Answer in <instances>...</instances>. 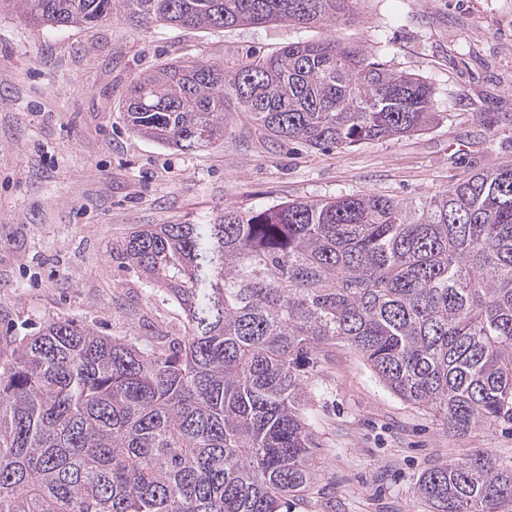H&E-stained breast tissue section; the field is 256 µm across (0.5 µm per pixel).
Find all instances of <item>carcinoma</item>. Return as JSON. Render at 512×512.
I'll return each mask as SVG.
<instances>
[{
	"mask_svg": "<svg viewBox=\"0 0 512 512\" xmlns=\"http://www.w3.org/2000/svg\"><path fill=\"white\" fill-rule=\"evenodd\" d=\"M53 28L116 14L188 29L350 22L354 0H0ZM134 132L167 148L268 136L343 149L425 131L433 89L359 45L297 42L232 69L175 61L137 76ZM124 263L183 315L140 348L69 320L0 339V512H289L316 479L304 415L322 348L360 353L445 430L512 425V164L419 199L292 201L215 224H143ZM428 512H512V464L437 461Z\"/></svg>",
	"mask_w": 512,
	"mask_h": 512,
	"instance_id": "obj_1",
	"label": "carcinoma"
}]
</instances>
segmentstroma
<instances>
[{"mask_svg":"<svg viewBox=\"0 0 512 512\" xmlns=\"http://www.w3.org/2000/svg\"><path fill=\"white\" fill-rule=\"evenodd\" d=\"M361 45L425 79L429 131L345 149L265 136L227 113L222 142L163 148L123 105L138 75L175 60L225 67L293 42ZM512 164V0H360L353 22L302 28H145L112 16L48 28L0 12V335L69 319L143 348L184 334L180 310L115 248L140 224H211L288 201L376 193L418 198ZM305 413L319 474L291 512H424L414 484L441 460L491 451L512 463V428L448 435L432 411L390 392L366 360L330 345Z\"/></svg>","mask_w":512,"mask_h":512,"instance_id":"1","label":"stroma"}]
</instances>
